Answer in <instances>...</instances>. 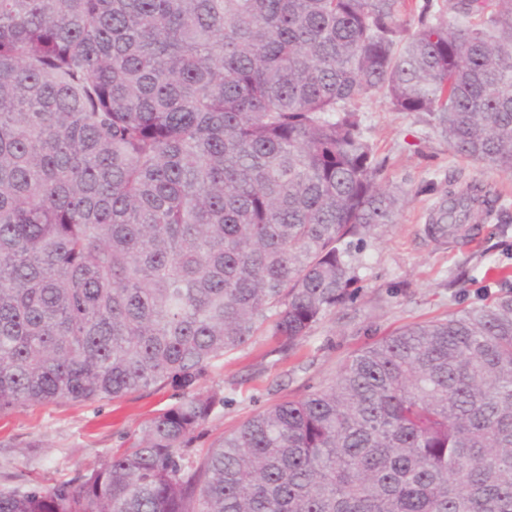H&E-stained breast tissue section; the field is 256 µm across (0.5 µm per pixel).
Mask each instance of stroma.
I'll use <instances>...</instances> for the list:
<instances>
[{
	"label": "stroma",
	"instance_id": "stroma-1",
	"mask_svg": "<svg viewBox=\"0 0 512 512\" xmlns=\"http://www.w3.org/2000/svg\"><path fill=\"white\" fill-rule=\"evenodd\" d=\"M362 111L363 133L385 158L387 180L407 192L397 221L355 255V298L328 313L296 350L276 352L269 337L258 336L207 368L197 390L221 391L225 402L192 436L191 461H201L253 414L325 383L346 359L395 328L495 297L488 269L512 268V229L481 233L476 245L436 244L423 235L435 201L425 185L478 183L512 205V173L456 157L424 115L394 111L381 99ZM181 397L172 386H151L111 401L45 403L0 414V489L73 481L129 447L146 420Z\"/></svg>",
	"mask_w": 512,
	"mask_h": 512
}]
</instances>
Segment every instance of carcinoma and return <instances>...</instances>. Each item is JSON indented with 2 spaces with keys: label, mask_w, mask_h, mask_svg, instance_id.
Listing matches in <instances>:
<instances>
[{
  "label": "carcinoma",
  "mask_w": 512,
  "mask_h": 512,
  "mask_svg": "<svg viewBox=\"0 0 512 512\" xmlns=\"http://www.w3.org/2000/svg\"><path fill=\"white\" fill-rule=\"evenodd\" d=\"M512 172V0H0V412L183 391L0 512H512V290L405 324L192 468L207 367L355 296L405 194L359 104ZM472 185L435 243L512 223Z\"/></svg>",
  "instance_id": "cac0c4a2"
}]
</instances>
